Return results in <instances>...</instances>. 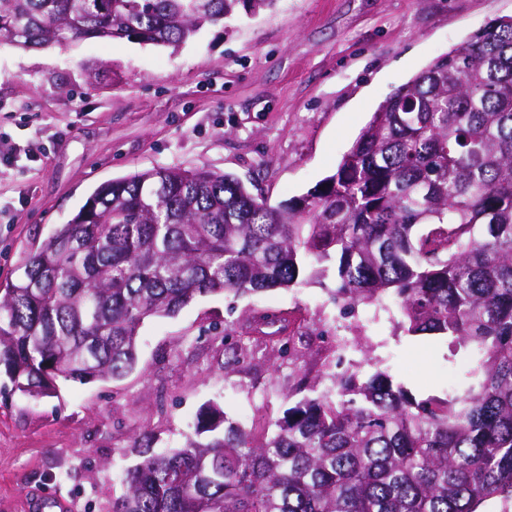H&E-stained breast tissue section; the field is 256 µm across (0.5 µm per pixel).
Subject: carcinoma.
<instances>
[{"label":"carcinoma","instance_id":"1","mask_svg":"<svg viewBox=\"0 0 512 512\" xmlns=\"http://www.w3.org/2000/svg\"><path fill=\"white\" fill-rule=\"evenodd\" d=\"M275 0H0V40L178 47ZM347 317L392 299L399 328L448 339L472 383L418 399L378 370L307 390L276 431L209 406L172 454L139 452L112 512H478L512 502V20L494 21L399 87L336 172L276 207L229 174L160 167L101 186L25 254L0 298L12 387L120 380L145 319L205 294L327 276ZM298 319L260 313L256 343Z\"/></svg>","mask_w":512,"mask_h":512}]
</instances>
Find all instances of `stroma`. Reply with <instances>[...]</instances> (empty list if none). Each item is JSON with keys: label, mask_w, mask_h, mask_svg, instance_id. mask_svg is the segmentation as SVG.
Here are the masks:
<instances>
[{"label": "stroma", "mask_w": 512, "mask_h": 512, "mask_svg": "<svg viewBox=\"0 0 512 512\" xmlns=\"http://www.w3.org/2000/svg\"><path fill=\"white\" fill-rule=\"evenodd\" d=\"M512 0H276L208 25L178 49L91 38L70 49L0 41V289L25 251L68 223L103 184L153 167H205L276 205L333 174L400 86L494 20ZM334 276L293 289L196 298L145 320L139 361L118 381H63L54 396L12 391L0 369V512L36 494L68 512H112L135 442L182 447L200 408L274 427L301 379L388 371L415 397L463 388L446 338L411 336L391 313L343 317ZM255 310L303 315L293 353L233 342ZM229 334L214 341L211 328ZM373 347L337 357L331 338Z\"/></svg>", "instance_id": "1"}]
</instances>
